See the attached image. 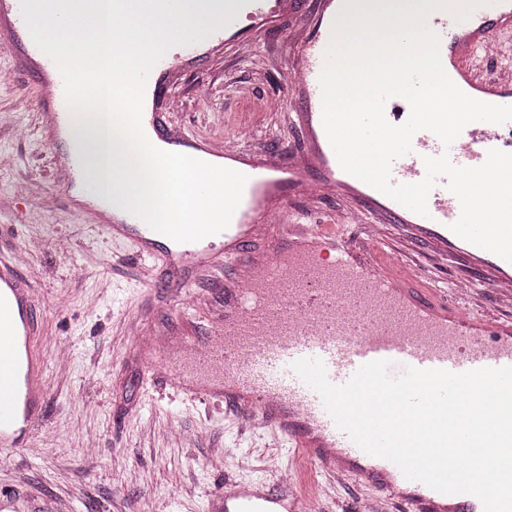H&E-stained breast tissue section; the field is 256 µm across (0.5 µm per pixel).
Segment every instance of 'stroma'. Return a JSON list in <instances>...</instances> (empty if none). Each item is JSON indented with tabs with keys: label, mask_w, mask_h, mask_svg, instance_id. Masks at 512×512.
<instances>
[{
	"label": "stroma",
	"mask_w": 512,
	"mask_h": 512,
	"mask_svg": "<svg viewBox=\"0 0 512 512\" xmlns=\"http://www.w3.org/2000/svg\"><path fill=\"white\" fill-rule=\"evenodd\" d=\"M316 8L304 0L288 19L271 18L253 56H239L234 37L224 51L185 74L175 91L184 111L173 123L202 136L238 132L271 149L300 147L287 112L295 106L286 69L288 28H301ZM0 48V194L14 198L0 214V253L21 249V271L42 327L40 349L48 363L47 402L34 448L12 456L0 470V491L15 512H207L211 493L226 479L250 480L275 470L293 475L296 491L314 499L317 512H350L357 488L330 487L295 453L262 428L237 436L223 407L168 393L145 371L127 328L170 321L175 293L167 275L146 283L133 249L90 226L53 178L54 153L43 141L38 114L20 106L31 77L12 73ZM225 70L254 95L238 100L217 88L197 102L198 79ZM214 448L230 449L222 468L210 464Z\"/></svg>",
	"instance_id": "1"
}]
</instances>
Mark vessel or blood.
<instances>
[{
    "label": "vessel or blood",
    "instance_id": "vessel-or-blood-1",
    "mask_svg": "<svg viewBox=\"0 0 512 512\" xmlns=\"http://www.w3.org/2000/svg\"><path fill=\"white\" fill-rule=\"evenodd\" d=\"M340 0H320L316 16L290 61L296 100L289 126L302 133L300 148L272 152L237 140L226 152L220 137L205 138L170 123L180 107L169 87L176 75L198 68L200 44H175L151 69L144 87L150 106L141 126L149 143L188 149L191 157L222 159L247 182L229 226L195 242L161 247L160 234L131 212L101 206L92 222L114 241L131 245L151 269H164L193 293L196 304L223 303L206 325L192 319L171 324L141 347L145 368L172 393L201 403H222L236 419L271 429L300 450L328 480L363 486L379 512H483L470 494L446 495L406 479L391 461L363 451L335 424L320 395L292 370L295 361L321 359L329 380L346 383L365 363L387 360L393 374L405 367L465 372L512 366V314L485 319L473 309L448 308L424 286V270L406 250L388 246L386 231L398 226L406 241L444 256L456 255L469 272L458 278L467 296L512 311V262L471 244L451 229L461 213L456 196L438 181L421 216L372 188L338 163L323 127L319 77L332 39ZM427 28L439 38L447 78L465 94L512 106V0H485L465 20L445 8L430 12ZM27 25L19 0H0V47L16 69L34 76L29 100L43 136L57 143L70 108L56 62L33 40L19 41ZM512 153V122L477 121L444 146L432 132H418L410 154L392 166L397 183L426 175L425 157L449 153L461 167L482 165L490 150ZM77 145L58 154L55 179L70 189L83 162ZM334 195L344 202L320 224H309L300 207ZM361 232L343 235L352 218ZM210 274L219 285L193 290ZM34 299L20 279L16 258L0 257V453L29 445L45 402V363L37 344ZM210 512H308L278 472L264 479L232 481L208 501Z\"/></svg>",
    "mask_w": 512,
    "mask_h": 512
}]
</instances>
